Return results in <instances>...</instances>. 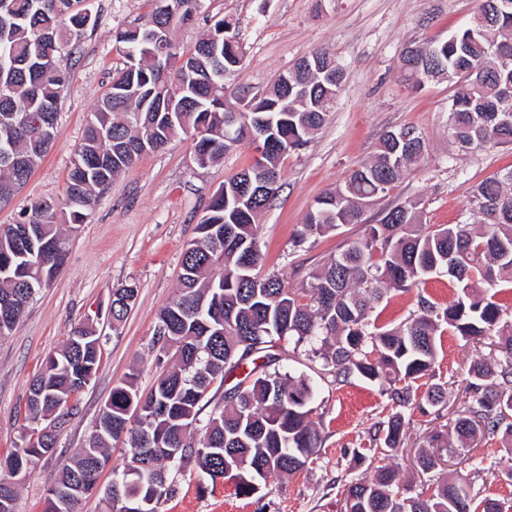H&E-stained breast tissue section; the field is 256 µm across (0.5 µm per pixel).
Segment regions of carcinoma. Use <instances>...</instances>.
Segmentation results:
<instances>
[{
  "instance_id": "obj_1",
  "label": "carcinoma",
  "mask_w": 512,
  "mask_h": 512,
  "mask_svg": "<svg viewBox=\"0 0 512 512\" xmlns=\"http://www.w3.org/2000/svg\"><path fill=\"white\" fill-rule=\"evenodd\" d=\"M82 0H0V204L25 185L51 147L62 90L64 50L78 48L95 26ZM140 25L116 31L123 58L97 99L75 151L64 196L41 199L17 223L0 225V336L9 334L29 301L57 275L65 258L61 225L83 224L96 196L146 152L179 132H193L194 159L206 166L256 136L270 146L224 184L248 193L249 204L226 206L213 195L184 249L176 300L161 310L153 346L170 357L146 394L138 374L112 389L87 444L62 465L47 489L46 512H79L70 502L99 498L103 512H122L151 496L153 512L173 494L168 466L191 458L211 482L229 479L236 495L251 498L303 469L323 447L322 415L313 406V379L281 365L279 342L305 346L320 361V375L340 384L357 376L386 387L393 411L374 426L370 443L399 449L405 410L436 407L445 392L428 383L435 373L438 341L449 330L491 346L468 370L471 402L454 425L453 438L467 448L478 436L500 437L512 447V313L494 300L512 288V167L475 185L467 200L470 222L422 223L417 203L385 209L376 224L314 269L306 287L286 288L257 271L263 262L256 218L279 190L281 158L306 145L328 119L343 85L334 56L314 51L309 68L299 61L288 86L276 80L252 110L226 104L224 71L245 55L237 20H216L190 52L172 31L199 12L201 0H151ZM403 57L404 81L421 85L418 60L454 87L448 126L461 151L512 146V0H481L471 24L440 42L416 46ZM403 141L389 131L377 150L334 190L319 196L298 233L302 243L344 224L363 222L364 204L387 196L427 146L414 128ZM432 275H448L460 294L439 306L417 295L397 326L379 325L376 305L390 292H409ZM136 289L113 292L112 328L133 306ZM101 336L87 321L75 326L32 380L20 445L5 461L11 471L54 451L56 434L39 422L71 411L70 402L95 376ZM232 381L224 406L197 427L208 388ZM424 394H419V390ZM128 438L129 459L112 484L99 483L113 440ZM13 482L0 479V512H13ZM345 512H507L492 497L475 502L470 486L440 482L429 496L407 495L400 474L384 467L372 478L343 484Z\"/></svg>"
}]
</instances>
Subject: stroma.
Segmentation results:
<instances>
[{
  "mask_svg": "<svg viewBox=\"0 0 512 512\" xmlns=\"http://www.w3.org/2000/svg\"><path fill=\"white\" fill-rule=\"evenodd\" d=\"M480 0H202L194 22L177 28L176 43L193 49L210 21L231 16L245 51L243 67L225 76L229 100L268 92L282 73L317 48L327 49L344 70V81L327 122L301 150L281 162V188L259 220L264 261L261 274L282 277L293 289L303 288L309 272L335 256L344 240L363 234L376 223L379 209L395 201L415 200L427 224L468 220L471 187L512 166V150L458 152L448 131L446 80L425 81L409 88L401 76L408 46L446 39L465 27ZM97 17L78 50L67 55L69 81L58 108L55 141L26 185L11 201L0 204V225L12 224L34 200L61 198L68 171L94 101L121 66L112 34L140 22L149 0H89ZM414 128L428 151L382 199L366 211L360 224L306 243L297 233L321 193L342 184L352 170L369 159L386 132ZM253 157L241 145L207 167L193 156L191 135L177 134L166 148L144 154L99 193L85 223L66 225L64 263L49 286L30 301L23 320L0 336V458L19 442L29 386L46 357L58 349L72 328L92 319L103 337L96 375L80 392L77 404L57 427L52 456L29 465L15 476L14 512H44L46 490L59 465L83 447L112 389L137 372L140 392H148L167 362L152 349L160 310L177 294L183 249L215 191ZM133 285L138 296L120 327H113L109 309L115 288ZM438 303L455 297L451 278L432 277L418 291L391 292L376 307L378 321L396 325L414 307L417 296ZM485 348L445 332L435 367L434 384L447 393L434 413L413 414L400 450L390 456L369 451V432L386 420L392 403L379 385L360 378L337 384L319 380L316 401L323 412L326 441L304 470L272 489L262 499L237 497L232 481H204L195 462L171 471L176 485L163 512H343L342 485L353 475L372 476L376 467L397 468L412 492L437 481L463 479L471 462L485 470L476 480L479 496L512 504V452L501 441L478 440L468 458L448 446V433L465 407L466 376ZM439 450L435 469L421 470L419 449Z\"/></svg>",
  "mask_w": 512,
  "mask_h": 512,
  "instance_id": "35a3bbf8",
  "label": "stroma"
}]
</instances>
